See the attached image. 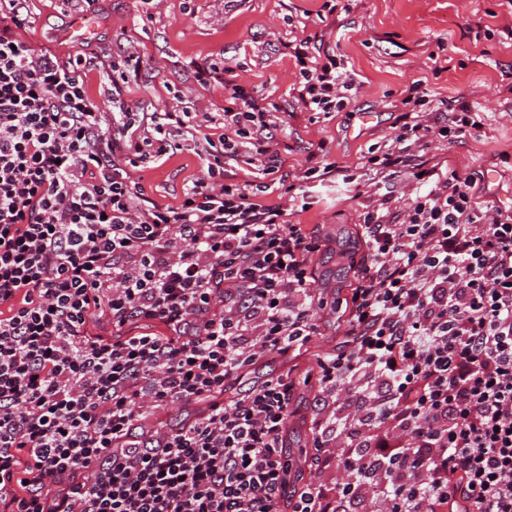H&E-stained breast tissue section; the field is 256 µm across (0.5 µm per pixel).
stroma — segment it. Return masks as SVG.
<instances>
[{"label": "stroma", "instance_id": "stroma-1", "mask_svg": "<svg viewBox=\"0 0 512 512\" xmlns=\"http://www.w3.org/2000/svg\"><path fill=\"white\" fill-rule=\"evenodd\" d=\"M97 0L93 40L71 45L62 37L81 0H30L31 25L20 32L34 49L66 59L76 53L103 56L114 73L94 70L87 89L102 100L111 79L123 80V97L148 112L190 106L201 134L219 138L209 113L224 110L225 83L239 84L274 108L273 147L284 169L298 173L317 150L342 174L354 176L325 188H312L309 204L292 223L327 237L336 225L357 227L366 197L374 195L368 158L384 151L398 133L401 92L424 79L432 99L462 100L488 112L486 124L450 142L434 137V161L474 175L483 200L512 207V99L501 94L512 82V5L507 0ZM310 37L317 51L343 59L356 75L357 95L328 115L297 109L300 80L285 46ZM135 46L140 59L126 61ZM222 67L220 79L200 84L196 70ZM372 114L362 123L363 114ZM201 159L191 151L170 150L161 160L135 169L143 193L160 205L175 206L197 177ZM320 334L310 349L292 359L263 357L227 387L241 395L267 379L291 373L297 416L288 425L290 481L302 487L314 476L309 462L313 405L318 386L311 373L316 358L334 352L347 331L343 312L320 315Z\"/></svg>", "mask_w": 512, "mask_h": 512}]
</instances>
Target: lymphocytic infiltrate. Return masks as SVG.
<instances>
[{
    "label": "lymphocytic infiltrate",
    "mask_w": 512,
    "mask_h": 512,
    "mask_svg": "<svg viewBox=\"0 0 512 512\" xmlns=\"http://www.w3.org/2000/svg\"><path fill=\"white\" fill-rule=\"evenodd\" d=\"M30 19L28 0H0V512H512V209L422 155L484 112L406 85L400 131L369 162L412 188L401 208L364 206L357 284L330 302L292 206L224 182L246 137L254 170L281 168L259 98L229 85L216 140L188 110L126 103L117 82L97 104L86 77L110 60L36 51L19 35ZM287 49L301 108L342 111L358 86L341 62L306 38ZM167 128L203 167L163 207L130 170L167 154ZM329 307L349 329L317 360L312 458L346 477L298 489L293 378L226 385L308 347ZM97 316L111 334L91 330ZM190 404L137 438L146 415Z\"/></svg>",
    "instance_id": "f902f5d3"
}]
</instances>
